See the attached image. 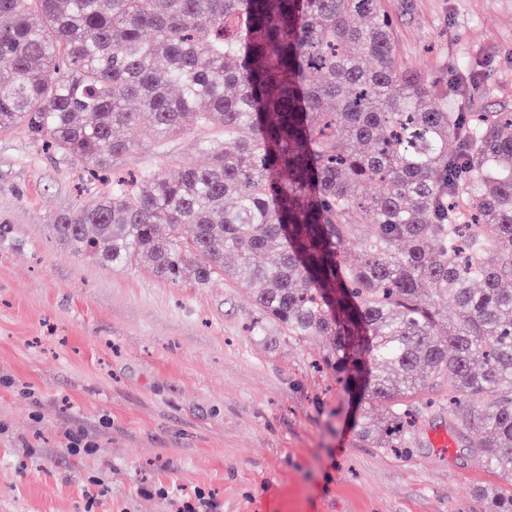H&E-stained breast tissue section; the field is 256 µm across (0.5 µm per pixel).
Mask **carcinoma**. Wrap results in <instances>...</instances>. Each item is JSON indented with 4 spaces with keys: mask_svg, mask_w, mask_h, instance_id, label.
Segmentation results:
<instances>
[{
    "mask_svg": "<svg viewBox=\"0 0 512 512\" xmlns=\"http://www.w3.org/2000/svg\"><path fill=\"white\" fill-rule=\"evenodd\" d=\"M435 92L385 0H0L1 132L91 179L134 150L129 126L223 134L204 166L112 178L54 238L172 284L248 282L253 335L323 337L336 383L379 403L357 422L369 447L405 452L443 387L451 430L510 473L512 112L474 121Z\"/></svg>",
    "mask_w": 512,
    "mask_h": 512,
    "instance_id": "1",
    "label": "carcinoma"
}]
</instances>
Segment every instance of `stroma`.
<instances>
[{
    "label": "stroma",
    "mask_w": 512,
    "mask_h": 512,
    "mask_svg": "<svg viewBox=\"0 0 512 512\" xmlns=\"http://www.w3.org/2000/svg\"><path fill=\"white\" fill-rule=\"evenodd\" d=\"M387 4L405 68L464 111L512 112V0ZM124 136L132 171L207 162L194 134ZM109 188L0 132V512H175L198 490L217 512H485L480 489L512 493L460 438L435 447L444 411L408 454L365 447L351 398L309 366L319 337L250 335L246 282L115 271L52 237Z\"/></svg>",
    "instance_id": "1"
}]
</instances>
